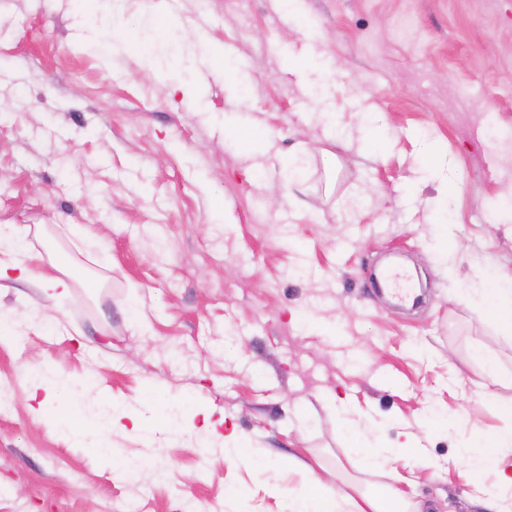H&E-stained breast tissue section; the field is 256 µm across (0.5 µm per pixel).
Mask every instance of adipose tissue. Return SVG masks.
Listing matches in <instances>:
<instances>
[{
    "instance_id": "ef3b65f1",
    "label": "adipose tissue",
    "mask_w": 512,
    "mask_h": 512,
    "mask_svg": "<svg viewBox=\"0 0 512 512\" xmlns=\"http://www.w3.org/2000/svg\"><path fill=\"white\" fill-rule=\"evenodd\" d=\"M33 258L28 243L18 234L15 225L0 224V280L10 277L17 282L30 281L28 263ZM478 311L491 317L504 335H512V272H500L496 287L484 289ZM376 430V425H367L365 430L354 431L352 440L367 468L380 471L402 456L403 451L383 446ZM511 447L512 429H507L479 443H464L460 448L476 475L489 471L497 475V482L485 502L487 512H512V468L505 466L499 455L500 449ZM320 483L318 475H311V493L299 497L292 512H413L406 494L396 487L381 488L357 500L341 489L332 497L314 494V487Z\"/></svg>"
}]
</instances>
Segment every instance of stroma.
Instances as JSON below:
<instances>
[{
    "instance_id": "1",
    "label": "stroma",
    "mask_w": 512,
    "mask_h": 512,
    "mask_svg": "<svg viewBox=\"0 0 512 512\" xmlns=\"http://www.w3.org/2000/svg\"><path fill=\"white\" fill-rule=\"evenodd\" d=\"M510 185L512 0H0V224L71 284L0 288V512H291L313 471L485 512L457 448L512 426L473 358L512 374V337L469 299L512 271ZM367 419L420 450L364 471Z\"/></svg>"
}]
</instances>
